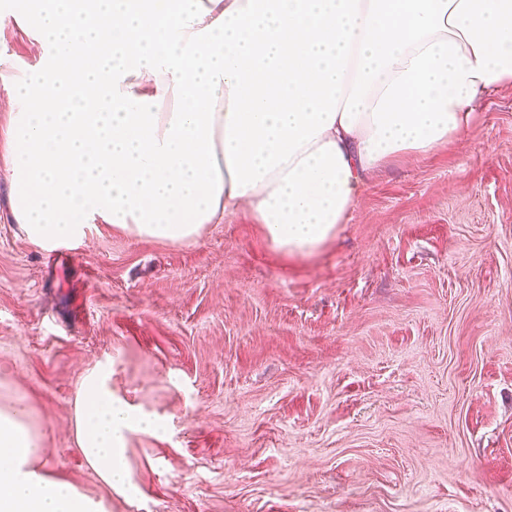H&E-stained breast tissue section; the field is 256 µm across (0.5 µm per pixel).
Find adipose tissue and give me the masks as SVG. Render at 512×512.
<instances>
[{"label": "adipose tissue", "instance_id": "adipose-tissue-1", "mask_svg": "<svg viewBox=\"0 0 512 512\" xmlns=\"http://www.w3.org/2000/svg\"><path fill=\"white\" fill-rule=\"evenodd\" d=\"M39 62L4 79L11 213L46 250L92 221L172 244L240 213L273 248L315 254L368 179L462 133L512 85V0H21ZM87 376L74 430L126 485L124 437L161 419ZM40 436L0 408V512H107L37 467Z\"/></svg>", "mask_w": 512, "mask_h": 512}]
</instances>
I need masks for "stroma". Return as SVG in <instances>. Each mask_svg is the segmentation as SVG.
I'll return each mask as SVG.
<instances>
[{
    "mask_svg": "<svg viewBox=\"0 0 512 512\" xmlns=\"http://www.w3.org/2000/svg\"><path fill=\"white\" fill-rule=\"evenodd\" d=\"M0 24V73L33 67ZM0 180V406L110 512H512V87L461 138L375 175L301 258L240 215L192 244L94 224L46 251ZM167 420L129 487L81 454V380Z\"/></svg>",
    "mask_w": 512,
    "mask_h": 512,
    "instance_id": "1",
    "label": "stroma"
}]
</instances>
